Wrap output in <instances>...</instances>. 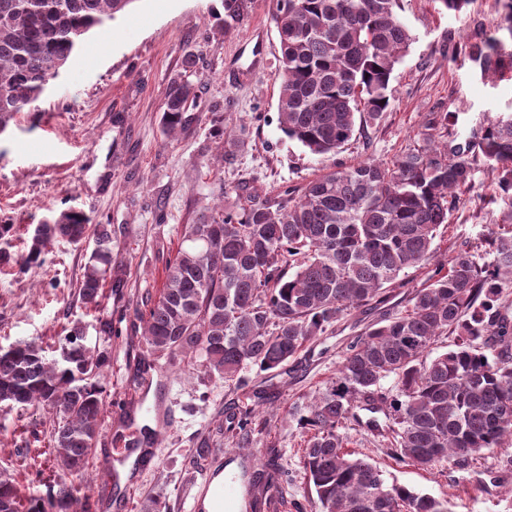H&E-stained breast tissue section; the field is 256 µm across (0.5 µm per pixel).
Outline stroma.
<instances>
[{
  "mask_svg": "<svg viewBox=\"0 0 512 512\" xmlns=\"http://www.w3.org/2000/svg\"><path fill=\"white\" fill-rule=\"evenodd\" d=\"M276 0H135L133 7L81 42L52 80L36 111L20 113L0 133V239L10 264L0 265V346L19 341L54 352L73 322L84 324L88 345L107 355L110 410L89 467L90 512H186L182 486L225 470L240 472L256 459L276 457L287 475V512H318L303 472L308 435L299 424L310 401L336 375L346 346L383 314L404 310L411 293L462 245L479 246L488 227L512 222L499 199L498 174L482 169L475 188L441 227L436 261L408 269L388 299L342 316L306 344L282 370H243V385L204 374L183 357L159 358L140 385H132L145 352L134 309L161 285L166 259L183 225L217 203L241 208L246 192L278 200L322 169L343 162L395 158L432 112L458 115L466 138L487 119L512 113V76L481 80L462 46L474 21L492 27L500 0H472L468 18L440 10L436 0H403L400 16L413 41L390 81L391 104L381 119L357 130L338 155H314L289 139L279 124ZM265 57L251 69L253 47ZM195 57L187 67V57ZM207 86L201 120L175 138L162 127V104L176 79ZM228 192L218 200L219 189ZM81 209L91 224L117 232L114 252L124 280L105 282L101 310L86 309L76 288L93 246L55 242L43 262L23 265L33 230L44 216ZM111 320L113 331L101 330ZM252 414L261 429L255 457L242 458L238 437L219 432L228 409ZM369 413L347 420L348 451L377 463L387 481L448 499L452 512H512V473L498 454L458 469L440 462L419 467L395 462ZM156 432L146 461L127 458L106 469L114 434ZM0 472L22 496L46 495L59 476L53 461L51 423L40 409H0Z\"/></svg>",
  "mask_w": 512,
  "mask_h": 512,
  "instance_id": "stroma-1",
  "label": "stroma"
}]
</instances>
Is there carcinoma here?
<instances>
[{
  "label": "carcinoma",
  "instance_id": "carcinoma-1",
  "mask_svg": "<svg viewBox=\"0 0 512 512\" xmlns=\"http://www.w3.org/2000/svg\"><path fill=\"white\" fill-rule=\"evenodd\" d=\"M136 0H0V133L45 93L89 32ZM400 0H277L279 123L315 155H336L356 124L390 106L395 66L413 38ZM494 34H476L465 53L483 79L512 72V0ZM201 87L174 80L163 102L173 136L198 106ZM498 172L512 204V114L499 115L461 140L448 113L429 114L413 141L390 162L367 158L309 181L281 200L248 196L240 212L224 205L182 232L163 268L161 288L135 309L151 356L195 360L208 375L236 380L248 367H283L353 309L387 300L406 270L429 262L441 225L475 187L479 164ZM88 218L73 208L37 225L24 263L52 241L79 243ZM78 284L86 308L101 305L106 277L119 272L112 225L98 224ZM490 263L460 248L415 289L410 307L370 326L346 348L335 381L306 407L311 431L303 471L320 512H450L448 500L388 483L383 471L345 450L342 423L355 409L384 413L393 459L417 466L448 461L465 468L512 439V320L501 303L512 286V224L487 239ZM292 269V273L285 269ZM454 348L424 354L442 336ZM106 354L69 329L59 357L18 342L0 352V405L37 406L52 415L61 476L45 497L22 498L0 477V512H89L93 448L105 430ZM393 376L398 393L381 392ZM232 424L241 448L252 444L248 418ZM255 498L288 502V479L274 461L244 473Z\"/></svg>",
  "mask_w": 512,
  "mask_h": 512
}]
</instances>
